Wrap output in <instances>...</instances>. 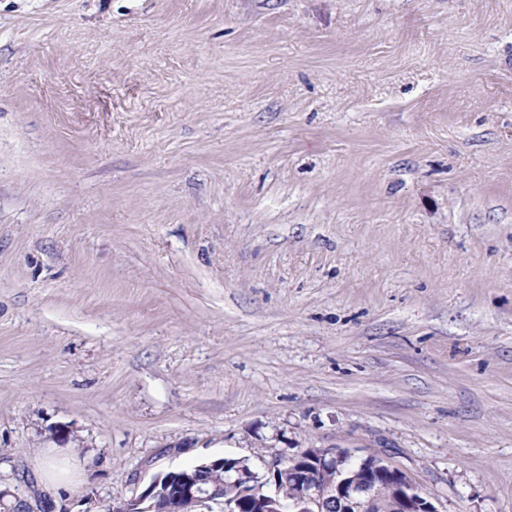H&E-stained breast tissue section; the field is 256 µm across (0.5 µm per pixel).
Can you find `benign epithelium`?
<instances>
[{"label":"benign epithelium","mask_w":512,"mask_h":512,"mask_svg":"<svg viewBox=\"0 0 512 512\" xmlns=\"http://www.w3.org/2000/svg\"><path fill=\"white\" fill-rule=\"evenodd\" d=\"M221 467L223 487L203 475ZM257 494L255 512H375L385 497L400 512H439L431 497L380 455L356 457L348 448H304L274 458L262 474L247 458H214L156 476L140 494L112 503V512H242L239 499ZM0 512H33L16 491L0 487Z\"/></svg>","instance_id":"obj_1"}]
</instances>
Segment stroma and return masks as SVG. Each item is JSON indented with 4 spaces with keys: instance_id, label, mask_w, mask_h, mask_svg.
<instances>
[{
    "instance_id": "stroma-1",
    "label": "stroma",
    "mask_w": 512,
    "mask_h": 512,
    "mask_svg": "<svg viewBox=\"0 0 512 512\" xmlns=\"http://www.w3.org/2000/svg\"><path fill=\"white\" fill-rule=\"evenodd\" d=\"M311 447L512 512V0H0V483Z\"/></svg>"
}]
</instances>
